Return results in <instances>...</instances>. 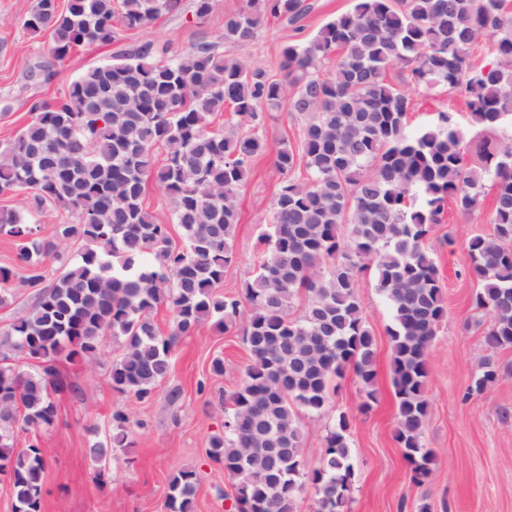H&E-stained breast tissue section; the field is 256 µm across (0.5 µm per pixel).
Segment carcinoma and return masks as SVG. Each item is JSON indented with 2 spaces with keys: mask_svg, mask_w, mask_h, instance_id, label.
Instances as JSON below:
<instances>
[{
  "mask_svg": "<svg viewBox=\"0 0 512 512\" xmlns=\"http://www.w3.org/2000/svg\"><path fill=\"white\" fill-rule=\"evenodd\" d=\"M180 4L34 0L24 20L27 30L51 34L52 61L30 70L43 83L82 46L122 47L60 97L30 100L31 121L0 143V196H24L21 208H0V234L14 241L12 261L0 266V305L20 270L35 289L30 310L0 330V474H9L17 512H41L46 462L38 445L18 449L14 438L55 423L54 395L73 387L61 359L90 362L104 337L123 339L112 388L142 400L170 375L182 338L206 321L219 330L236 325L245 306L249 364L224 398V432L210 437L208 450L240 493L233 508L295 512L309 485L316 512H342L354 482L348 416L339 415L310 470L297 410L321 414L348 372L376 399V344L355 291L370 269L393 313L394 438L411 479L424 482L435 462L422 440L429 349L447 317L427 242L448 203L476 211L488 182L494 234L469 239L467 269L479 284L475 307L492 315L486 346L512 347V138L500 135L512 123V9L506 0H354L314 38L283 49L278 80L225 58L210 41L166 61V46L125 43ZM310 9L306 0H247L224 14V41L247 45L266 17L297 24ZM483 44L493 61L474 67L471 52ZM392 67L417 88L458 92L468 124L439 112L407 135L412 98L387 79ZM227 105L243 128L216 131ZM283 106L306 116L296 149L285 139L273 147L261 132L263 110ZM270 151L286 179L262 237L265 257L243 295L223 296L238 194L253 160ZM299 166L304 181L290 177ZM149 174L182 229L179 245L144 205ZM50 207L76 221L43 235L38 216ZM49 256L61 267L45 286ZM302 290L308 303L293 317ZM161 306L172 312L166 335L151 319ZM19 353L35 372L14 367ZM129 432L128 415L113 412L112 435L93 441L90 453L106 457ZM197 485L192 469L174 475L168 512H195Z\"/></svg>",
  "mask_w": 512,
  "mask_h": 512,
  "instance_id": "cac0c4a2",
  "label": "carcinoma"
}]
</instances>
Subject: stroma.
Listing matches in <instances>:
<instances>
[{
  "label": "stroma",
  "mask_w": 512,
  "mask_h": 512,
  "mask_svg": "<svg viewBox=\"0 0 512 512\" xmlns=\"http://www.w3.org/2000/svg\"><path fill=\"white\" fill-rule=\"evenodd\" d=\"M309 2L311 10L300 25L268 18L256 39L243 47L224 42L222 34L225 13L242 8L246 0H213L203 22L193 15V0H182L179 12L161 16L129 38L165 44L172 53L186 54L204 36L218 43L224 56L264 68L278 78L285 46L312 38L353 4V0ZM32 5L33 0H0V141L30 121V99L55 98L88 65L110 59L109 48L81 47L51 83H30L28 68L47 59L51 45L48 33L34 34L23 26ZM388 79L416 103L407 118L406 134H414L440 112L454 113L459 122H466L463 98L448 88L429 92L413 88L406 72L398 69L389 70ZM282 181L272 154L255 160L239 192V219L231 240L236 260L224 271V293L241 294L251 280L263 252L259 237L271 222ZM492 200V194H485L480 209L469 216L447 205L428 242L448 314L438 325L429 352V412L423 441L436 460L430 477L420 484L411 481L410 466L394 438L397 404L387 334L392 310L377 291L372 272L358 277L356 293L376 339L377 400L364 408L363 385L349 373L338 381L321 414H298L305 458L312 468L318 466L339 414L349 416L347 442L355 482L343 512H512V348H487L484 334L491 317L473 304L477 283L465 256L472 236L493 232ZM121 351L120 339L108 336L97 361L64 359L59 364L77 390L56 395V422L38 434L46 461L42 512H167L169 481L184 468L196 470L199 477L196 512H232L231 482L223 467L209 458L208 448L210 437L222 429L224 395L240 383L249 362L240 327L220 332L206 322L195 335L181 339L171 374L142 401L112 389V360ZM216 358L224 362L220 376L212 371ZM488 362L499 370L497 381L481 393L469 394V386ZM116 410L130 417L132 445L95 459L87 451L88 441L111 434Z\"/></svg>",
  "instance_id": "obj_1"
}]
</instances>
